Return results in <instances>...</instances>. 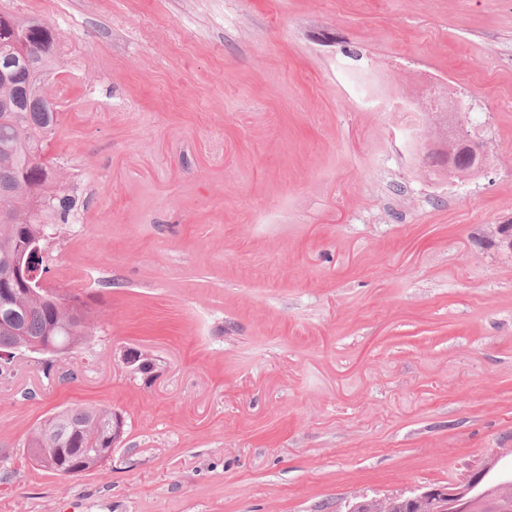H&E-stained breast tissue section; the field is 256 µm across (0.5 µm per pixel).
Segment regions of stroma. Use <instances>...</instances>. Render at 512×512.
<instances>
[{
    "label": "stroma",
    "mask_w": 512,
    "mask_h": 512,
    "mask_svg": "<svg viewBox=\"0 0 512 512\" xmlns=\"http://www.w3.org/2000/svg\"><path fill=\"white\" fill-rule=\"evenodd\" d=\"M1 10L58 34L44 156L78 221L46 285L99 331L0 374V512H345L512 465V0ZM431 86L481 172L445 174ZM76 406L122 442L40 469L29 433Z\"/></svg>",
    "instance_id": "stroma-1"
}]
</instances>
